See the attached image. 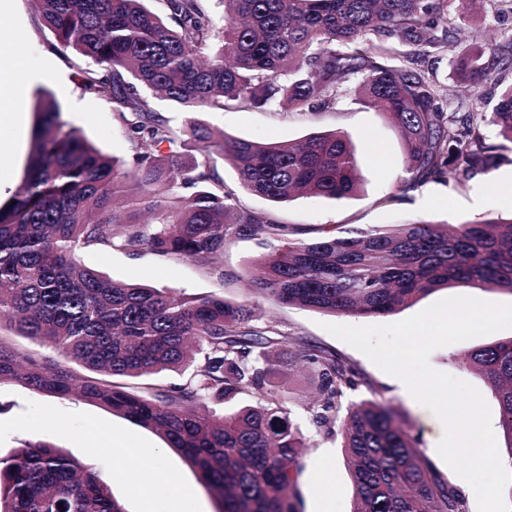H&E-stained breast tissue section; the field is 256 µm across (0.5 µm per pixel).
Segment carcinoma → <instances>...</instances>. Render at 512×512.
<instances>
[{
  "label": "carcinoma",
  "instance_id": "1",
  "mask_svg": "<svg viewBox=\"0 0 512 512\" xmlns=\"http://www.w3.org/2000/svg\"><path fill=\"white\" fill-rule=\"evenodd\" d=\"M59 45L89 62L84 92L107 93L133 144L127 163L102 153L61 121L46 89L28 172L14 204L0 207V320L51 346L37 361L0 337V383L36 393L78 394L155 431L180 453L220 501L218 512H304L298 489L307 438L290 418L288 397L271 388L279 361L304 363L316 379L308 408L318 429L337 427L351 474L353 512H467L461 492L418 450L390 406L362 400L342 408L359 371L318 346L286 353L283 336L253 325L250 305L220 295L174 298L163 288L116 280L84 265V249H148L161 258L223 255L227 236H280L286 225L240 206L224 189L216 159L240 187L274 202L297 196L340 200L359 189L349 135L319 132L298 143H259L215 134L202 112L247 109L274 95L290 110L325 109L338 86L361 75L358 99L381 111L408 158L401 190L454 174L491 169L471 113L448 116L421 61L392 64V35L437 46L434 24L447 0H221L215 18L203 0H33ZM453 69L476 89L500 86L482 119L512 145V45L486 67L456 40ZM177 103L185 129L170 125L153 99ZM202 160L179 158L190 150ZM254 289L283 305L376 318L456 284L512 294V218L435 224L415 219L387 229L330 232L314 242L286 238L252 263ZM201 358H196V355ZM86 370L73 373L66 363ZM492 388L498 427L512 462V338L464 355ZM190 372L185 384L128 390L125 381ZM259 395L218 414L211 404ZM0 512H125L92 466L46 441H24L0 457Z\"/></svg>",
  "mask_w": 512,
  "mask_h": 512
}]
</instances>
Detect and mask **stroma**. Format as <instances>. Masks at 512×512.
Returning a JSON list of instances; mask_svg holds the SVG:
<instances>
[{"mask_svg":"<svg viewBox=\"0 0 512 512\" xmlns=\"http://www.w3.org/2000/svg\"><path fill=\"white\" fill-rule=\"evenodd\" d=\"M443 20L434 30L444 39L448 27H477L482 36L473 44L483 62H492L495 48L512 43V14L500 12L497 0H482L472 6L468 0H448ZM29 36L28 51L32 58L51 57L61 81L48 86L62 110V118L79 129L85 138L103 153L128 160L133 147L123 128L115 121L104 95L85 94L78 88L81 59L62 51L54 35L45 29L31 0H16L13 12L0 14V45L10 46L16 30ZM452 50L439 48L423 57L425 69L433 73L443 98L445 112H471L475 106L466 88L457 84L451 64ZM356 79H348L330 108L305 112H282L274 106L247 110L228 109L205 112L201 118L212 129L227 135L260 142L298 141L316 132L343 131L349 134L357 153L360 173L358 192L346 199L299 197L274 203L242 191L235 169L221 164L219 175L226 189L236 192L242 207L270 213L280 223L298 229L303 240L321 236L323 228L341 229L384 227L411 219L440 224L497 221L512 218V202L500 199L494 189L512 181V149H500L495 167L475 172L468 180L455 181L444 176L429 179L420 192H400L405 175V151L397 131L371 106L355 99ZM274 240L263 236L227 238L218 269L199 262L162 259L143 250L131 254L118 249H86L81 261L114 279L168 289L170 295L220 294L231 301L245 302L256 310V326L275 325L287 336L290 347L303 343L321 346L353 364L361 373V386L349 392L347 402L374 400L394 407L417 435L419 449L440 475L460 488L468 512H512V467L500 469L471 467L467 457L435 451L426 411L417 401L401 394L394 376L374 365L362 352L331 335L328 325H360L357 317L322 313L296 306L278 304L254 293L247 286V262L260 253L273 250ZM452 296H470L494 303H511L512 294L488 292L467 285L439 290L414 305L385 316L391 324L407 319L433 303ZM512 337V330L453 343L434 350L431 367L469 383L483 395L491 411H498L496 395L483 380L462 365L459 358L473 349ZM275 388L287 391L289 408L313 445L303 454V471L299 485L305 512H352L353 499L348 472L335 438L316 433L308 422L306 405L314 386L304 366H296L285 376H272ZM106 432L122 444L132 447L139 468L162 467L172 479L171 485L156 486L145 498L129 491L133 475L113 452L93 453L91 432ZM25 440H48L73 456L86 460L98 476L107 482L125 512H218L219 503L197 479L181 455L167 448L153 431L77 396L50 397L10 382L0 384V456L9 455ZM331 469L335 495L322 498L315 482L323 469Z\"/></svg>","mask_w":512,"mask_h":512,"instance_id":"obj_1","label":"stroma"}]
</instances>
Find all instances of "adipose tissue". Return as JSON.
I'll list each match as a JSON object with an SVG mask.
<instances>
[{
  "label": "adipose tissue",
  "instance_id": "1",
  "mask_svg": "<svg viewBox=\"0 0 512 512\" xmlns=\"http://www.w3.org/2000/svg\"><path fill=\"white\" fill-rule=\"evenodd\" d=\"M14 39L17 43L15 54L0 57V131L7 129L18 134L24 128V115L20 110L23 101L36 84L57 78L58 73L50 59L44 58L35 63L30 61L23 33H15ZM430 414L439 450L468 453L478 465H499L500 460L493 449L474 445L472 430L449 429L448 414L440 401L431 402Z\"/></svg>",
  "mask_w": 512,
  "mask_h": 512
}]
</instances>
